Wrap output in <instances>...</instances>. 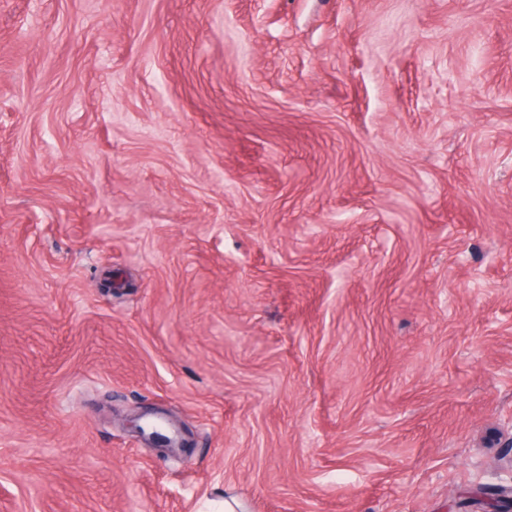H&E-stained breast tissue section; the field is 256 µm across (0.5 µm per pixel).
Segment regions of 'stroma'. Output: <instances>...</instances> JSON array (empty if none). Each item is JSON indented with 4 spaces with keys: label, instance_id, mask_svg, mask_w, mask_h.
Here are the masks:
<instances>
[{
    "label": "stroma",
    "instance_id": "stroma-1",
    "mask_svg": "<svg viewBox=\"0 0 512 512\" xmlns=\"http://www.w3.org/2000/svg\"><path fill=\"white\" fill-rule=\"evenodd\" d=\"M511 458L512 0H0V512H493ZM146 415L138 416L137 418L132 420L133 428L135 431L145 439L149 440L155 448H159L162 450H171L172 447V438L169 437L165 430L162 429L159 425L153 423H145L142 420Z\"/></svg>",
    "mask_w": 512,
    "mask_h": 512
}]
</instances>
